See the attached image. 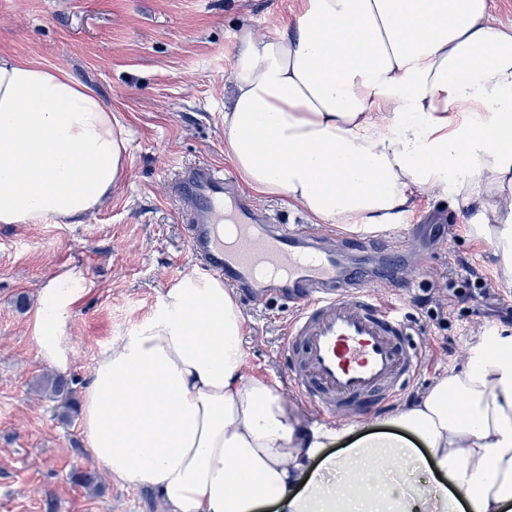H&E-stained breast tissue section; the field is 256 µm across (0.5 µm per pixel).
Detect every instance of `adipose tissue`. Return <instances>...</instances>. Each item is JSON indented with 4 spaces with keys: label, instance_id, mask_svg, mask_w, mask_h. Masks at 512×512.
<instances>
[{
    "label": "adipose tissue",
    "instance_id": "adipose-tissue-1",
    "mask_svg": "<svg viewBox=\"0 0 512 512\" xmlns=\"http://www.w3.org/2000/svg\"><path fill=\"white\" fill-rule=\"evenodd\" d=\"M59 69L0 56V223L93 211L121 180L129 142ZM224 146L245 184L323 224L385 228L412 189L452 190L484 221L512 280V26L488 0H304L293 28H241ZM81 294L42 292V357ZM244 317L216 277H184L96 362L83 442L112 479L167 512H512V334L485 335L456 370L378 424L344 432L291 410L248 374ZM419 460L427 480L412 484Z\"/></svg>",
    "mask_w": 512,
    "mask_h": 512
}]
</instances>
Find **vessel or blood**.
Returning <instances> with one entry per match:
<instances>
[{
	"instance_id": "vessel-or-blood-1",
	"label": "vessel or blood",
	"mask_w": 512,
	"mask_h": 512,
	"mask_svg": "<svg viewBox=\"0 0 512 512\" xmlns=\"http://www.w3.org/2000/svg\"><path fill=\"white\" fill-rule=\"evenodd\" d=\"M185 204L190 256L225 288L295 303L286 327L295 394L325 417L358 419L391 402L418 373L409 326L366 277L343 273V253L311 224H279L206 165L171 186Z\"/></svg>"
}]
</instances>
